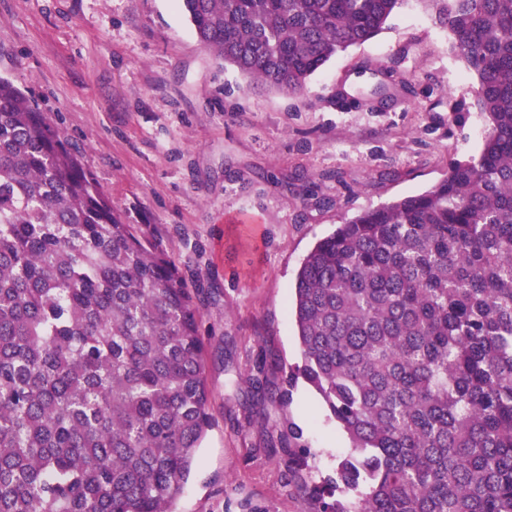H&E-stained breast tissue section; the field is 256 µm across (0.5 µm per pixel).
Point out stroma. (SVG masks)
<instances>
[{
	"instance_id": "1",
	"label": "stroma",
	"mask_w": 512,
	"mask_h": 512,
	"mask_svg": "<svg viewBox=\"0 0 512 512\" xmlns=\"http://www.w3.org/2000/svg\"><path fill=\"white\" fill-rule=\"evenodd\" d=\"M406 47L409 90L354 105L375 85L371 70ZM0 76L38 104L122 221L201 299L211 426L175 512H301L308 474L290 471L269 436L300 427L322 476L350 442L305 382L284 406L252 400L249 378L265 356L301 362L293 285L318 239L426 191L481 149L477 77L435 0H405L296 96L247 84L202 48L178 0H0ZM242 212L256 223L231 222Z\"/></svg>"
}]
</instances>
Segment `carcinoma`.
<instances>
[{
	"label": "carcinoma",
	"instance_id": "cac0c4a2",
	"mask_svg": "<svg viewBox=\"0 0 512 512\" xmlns=\"http://www.w3.org/2000/svg\"><path fill=\"white\" fill-rule=\"evenodd\" d=\"M199 44L289 95L406 0H179ZM477 76L478 156L366 210L297 274L303 379L351 452L310 512H512V0H435ZM174 261L0 77V512H174L211 426Z\"/></svg>",
	"mask_w": 512,
	"mask_h": 512
}]
</instances>
